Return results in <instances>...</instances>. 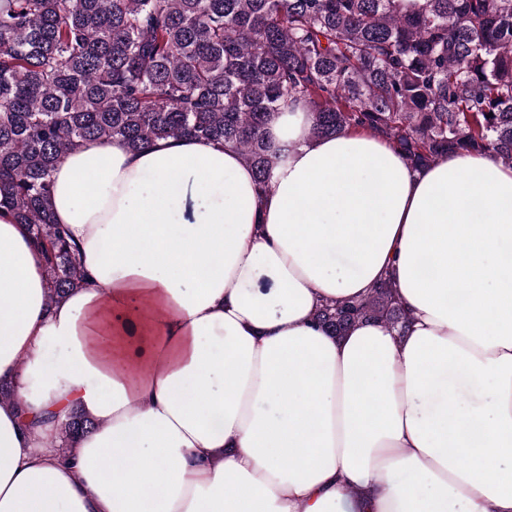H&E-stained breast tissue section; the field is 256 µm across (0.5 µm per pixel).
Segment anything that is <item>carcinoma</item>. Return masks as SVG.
Masks as SVG:
<instances>
[{
  "mask_svg": "<svg viewBox=\"0 0 512 512\" xmlns=\"http://www.w3.org/2000/svg\"><path fill=\"white\" fill-rule=\"evenodd\" d=\"M302 101L312 138L358 128L423 169L457 152L512 165V0H0V209L41 250L49 301L85 285L51 213L52 174L76 147L162 138L229 145L269 185V135ZM334 334L410 315L383 280L326 304ZM96 423L76 410V444Z\"/></svg>",
  "mask_w": 512,
  "mask_h": 512,
  "instance_id": "carcinoma-1",
  "label": "carcinoma"
}]
</instances>
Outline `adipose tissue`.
Here are the masks:
<instances>
[{"mask_svg": "<svg viewBox=\"0 0 512 512\" xmlns=\"http://www.w3.org/2000/svg\"><path fill=\"white\" fill-rule=\"evenodd\" d=\"M309 128L281 112L264 193L206 140L70 152L88 283L55 303L0 213V512H512V167ZM385 277L404 334L316 321ZM96 423L83 410L71 413L68 419L61 425L60 432L73 447L85 433L94 429Z\"/></svg>", "mask_w": 512, "mask_h": 512, "instance_id": "1", "label": "adipose tissue"}]
</instances>
